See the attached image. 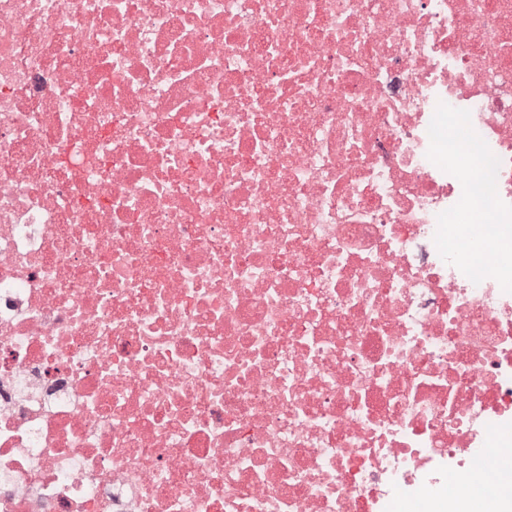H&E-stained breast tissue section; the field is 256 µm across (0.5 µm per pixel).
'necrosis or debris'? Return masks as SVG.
<instances>
[{
    "instance_id": "1",
    "label": "necrosis or debris",
    "mask_w": 512,
    "mask_h": 512,
    "mask_svg": "<svg viewBox=\"0 0 512 512\" xmlns=\"http://www.w3.org/2000/svg\"><path fill=\"white\" fill-rule=\"evenodd\" d=\"M511 418L512 0H0V512H453Z\"/></svg>"
}]
</instances>
